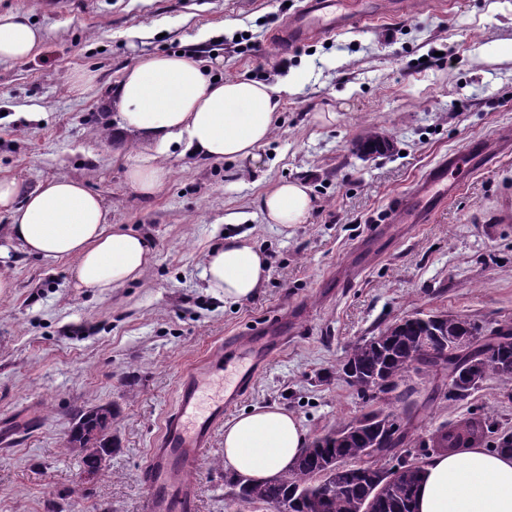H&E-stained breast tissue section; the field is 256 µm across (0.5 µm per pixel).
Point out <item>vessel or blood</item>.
I'll use <instances>...</instances> for the list:
<instances>
[{"instance_id": "b4317fda", "label": "vessel or blood", "mask_w": 512, "mask_h": 512, "mask_svg": "<svg viewBox=\"0 0 512 512\" xmlns=\"http://www.w3.org/2000/svg\"><path fill=\"white\" fill-rule=\"evenodd\" d=\"M402 0L374 5L358 13L352 0H303L277 34L288 48L313 37L341 33L374 19L403 11ZM500 151H492L484 139L469 140L461 151L440 159L426 170L416 186L397 198L385 218L389 224H423L457 193L456 171L480 169L512 150V140L501 139ZM294 320L277 318L265 330L246 338H227L200 365L185 371L177 382L173 410L160 435L148 450L143 481L148 489L141 512H197L193 473L206 454L213 432L224 415L250 390L271 353L281 347Z\"/></svg>"}]
</instances>
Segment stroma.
Masks as SVG:
<instances>
[{"instance_id":"stroma-1","label":"stroma","mask_w":512,"mask_h":512,"mask_svg":"<svg viewBox=\"0 0 512 512\" xmlns=\"http://www.w3.org/2000/svg\"><path fill=\"white\" fill-rule=\"evenodd\" d=\"M445 3L414 0L402 16L295 51L274 35L301 0H0V12H25L45 32L26 61L0 64V177L26 191L80 180L154 254L138 281L104 298L74 288L72 261L13 254L15 288L0 297V512H140V473L183 370L270 319L299 323L232 413L284 408L311 440L372 406L340 373L355 343L417 312L486 327L512 319V154L458 172L457 195L431 222L383 221L432 162L512 133V0ZM178 51L213 77L294 87L259 162L175 148L164 189L146 197L127 183L106 102L138 56ZM82 74L89 84L71 94ZM19 112L40 118L18 122ZM320 112L336 118L315 121ZM370 135L384 149L363 151ZM280 180L308 186L307 223L265 222L259 197ZM227 232L270 260L263 287L236 307L200 278ZM431 390L412 373L383 406L413 409L417 438L491 414L512 432V387L496 376L462 400ZM107 402L119 448L85 481L64 437L76 411ZM230 475L219 430L194 474L198 512H267L236 501Z\"/></svg>"}]
</instances>
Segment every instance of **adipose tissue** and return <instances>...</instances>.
Here are the masks:
<instances>
[{
	"label": "adipose tissue",
	"mask_w": 512,
	"mask_h": 512,
	"mask_svg": "<svg viewBox=\"0 0 512 512\" xmlns=\"http://www.w3.org/2000/svg\"><path fill=\"white\" fill-rule=\"evenodd\" d=\"M44 39L20 12L0 13V64L29 58ZM287 82L239 77L215 81L190 54H147L123 73L112 106L118 132L136 135L143 150L129 156L127 180L140 195L164 188L162 155L181 147L214 160H257L274 130ZM260 208L266 223L303 224L313 202L305 184L281 181L267 188ZM0 296L15 286L2 273L12 252L47 260H73L76 288L106 296L137 280L152 249L146 235L114 227L103 199L75 179L55 178L21 193L16 179L0 178ZM265 255L244 235L212 245L202 263L208 292L228 303L252 298L268 278ZM307 436L295 415L255 408L224 425V463L255 480L288 470ZM416 512H512V454L481 446L460 455H437L425 465Z\"/></svg>",
	"instance_id": "ef3b65f1"
}]
</instances>
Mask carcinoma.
Wrapping results in <instances>:
<instances>
[{
	"label": "carcinoma",
	"instance_id": "obj_1",
	"mask_svg": "<svg viewBox=\"0 0 512 512\" xmlns=\"http://www.w3.org/2000/svg\"><path fill=\"white\" fill-rule=\"evenodd\" d=\"M442 336H477L482 331L475 322L453 314L412 316L387 325L378 343L362 340L356 343L344 360L341 371L344 378L364 397H373L378 378L404 380L414 371L435 381L441 373H448L456 392L451 394L437 384L432 395L448 399L467 397L476 386L470 378L472 366L477 374H494L504 383H512V320L499 323L498 336L488 347L491 355L482 351L472 359L448 360V366L438 364L432 354L420 353L421 339L431 332ZM398 423L395 435L388 436V451L406 447L408 450L430 449L432 452L457 453L472 442L489 434L496 435L495 449L512 453V432H498L497 420L489 415L483 419L468 420L448 430L441 426L429 441L412 437L410 424L413 412L401 417L386 412ZM116 411L110 404H100L80 410L73 416V424L65 447L81 457L84 471L101 468L104 456L117 450L118 442L112 435V421ZM380 436L373 425L353 429L350 424L337 425L304 449L291 469L262 481L232 476L229 485L234 496L248 504H265L288 500L294 512H414L413 503L424 470L407 468L393 480L375 479V462L362 461L365 448ZM342 456L356 462L352 468L340 472L330 469L333 459Z\"/></svg>",
	"mask_w": 512,
	"mask_h": 512
}]
</instances>
